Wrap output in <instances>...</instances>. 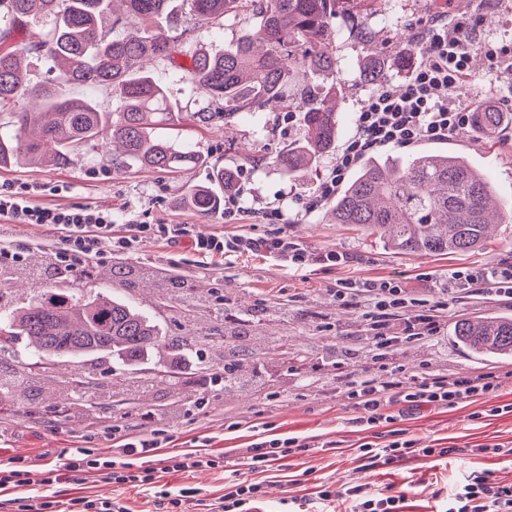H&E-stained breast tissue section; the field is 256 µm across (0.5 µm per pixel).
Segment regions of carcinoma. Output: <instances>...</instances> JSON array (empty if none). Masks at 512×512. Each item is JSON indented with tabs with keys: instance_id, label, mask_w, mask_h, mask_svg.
<instances>
[{
	"instance_id": "cac0c4a2",
	"label": "carcinoma",
	"mask_w": 512,
	"mask_h": 512,
	"mask_svg": "<svg viewBox=\"0 0 512 512\" xmlns=\"http://www.w3.org/2000/svg\"><path fill=\"white\" fill-rule=\"evenodd\" d=\"M173 2L0 0V22L42 26L36 39L0 49V112L13 127V133L0 134V167H62L71 151L104 143L121 148L112 155L116 169L172 171L201 162L197 151L157 133L177 121L166 87L147 68L158 60L170 64L172 80L203 93L208 106L192 113L201 126L237 120L259 127L265 112L299 113L305 138L274 159L288 174L316 166L336 147L339 88L315 83L336 73L330 28L347 13V30L354 32L384 0H181L205 23L240 11L255 18L237 42L191 54L174 33ZM29 53L44 56L51 78L41 83L26 78L22 65ZM185 54L188 66L176 61ZM361 78L371 85L384 82L380 52L365 56ZM103 90L117 101L116 111L96 98ZM236 178L218 169L214 183L190 191L185 201L206 216L220 207L221 190L234 186ZM493 210L503 222L512 217V202L497 198L492 183L465 157L430 151L367 159L332 203L336 223L374 236L399 254L480 251ZM0 322V356L13 352L17 337L26 339L33 356L50 361L108 353L133 365L170 347L148 316L110 294L85 298L49 288L20 310L1 314ZM454 336L480 355L512 356V318L462 319ZM267 342L262 323L224 318V368L239 378V388H273L252 379L258 374L254 356Z\"/></svg>"
}]
</instances>
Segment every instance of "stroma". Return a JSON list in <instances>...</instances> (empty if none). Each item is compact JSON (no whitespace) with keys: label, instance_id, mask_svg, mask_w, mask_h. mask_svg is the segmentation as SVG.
Masks as SVG:
<instances>
[{"label":"stroma","instance_id":"35a3bbf8","mask_svg":"<svg viewBox=\"0 0 512 512\" xmlns=\"http://www.w3.org/2000/svg\"><path fill=\"white\" fill-rule=\"evenodd\" d=\"M485 0H385L380 12L368 15L366 24L374 31L373 42L360 39L337 41L336 74L326 76L340 89L339 111L346 119L341 139L353 132L352 120L372 87L359 78L364 57L380 51L388 66L387 81L400 86L404 71L397 58L412 52L415 24L444 12L449 20L473 21L479 42L501 45L512 42V0L502 8L484 6ZM177 28L192 49L217 51L236 42L254 26L251 14L241 12L223 21L220 33H213L193 16L177 12ZM489 62L483 52L472 59V76L462 83L458 95L473 106L497 105L511 110L503 92L512 85V74L502 73L496 85L484 75ZM170 139L192 145L206 159L205 165L178 171H150L131 168L113 170L100 151L75 150L67 166L61 168L13 166L0 168V183H27L34 187L33 202L40 205H89L112 211L118 223H125L128 211H136L149 224H187L194 234L210 236H267L278 232L275 224H262L246 217L228 221L223 210L201 216L185 204L187 192L208 184L212 169L246 168L243 182L249 206L261 208L284 202L288 236L308 250H336L349 253L343 267L288 275L266 258L246 254L216 258L201 264L189 243L171 244L160 238L140 243L135 252L93 262L85 270L57 273L54 266L56 233L46 227L27 224L0 225V242L29 248L26 264H0V311L26 306L42 289L55 288L79 296L111 293L134 309L152 318L163 335L176 340L204 334L209 327L223 324L227 315L246 314L263 308H284L287 325L270 322L269 334H289L296 347L307 349L321 344L345 357L349 369L361 372L369 364L362 348L365 326L332 295L338 280L380 279L395 273L416 277L429 273L439 277L448 270L512 261V223L493 230L486 248L471 255H401L390 251L379 239L366 236L347 225L333 223L328 208L305 212L302 203L315 192L332 159L323 157L312 169L286 174L273 163L280 152L303 139L299 121L288 120L284 111L267 113L263 128L244 122L199 127L177 123L166 129ZM440 150L462 154L482 170L503 200H512V125L479 138L458 136L439 145ZM508 315L512 300H500L476 293H461L454 299L443 324L447 329L438 341L421 342L400 350L399 362L416 373L475 376L487 372H512V359H484L462 350L449 329L463 317L472 319ZM15 354L0 365V385L12 396L0 402V458L31 460L30 490H38L45 465L34 455L37 449L57 450L70 446L102 447L112 430L137 425L162 430L174 439V448L186 443L209 442L212 449L237 459L251 440L248 421L267 423L272 437L301 436L314 448L308 455L291 458L282 471L250 473V480L264 484L263 512H279L284 497L314 498L321 483H368L377 487L396 485L408 499V512H430L431 488L455 485L466 470L489 471L492 479L512 483V457H469L465 451L512 441V413L491 415L493 406L512 403V394L485 402L462 404L453 409L424 408L398 421L407 437L422 439L434 448H459L457 459L442 462L417 458L395 467L361 468L356 450L371 441V431H360L349 423L352 410L346 409L340 380L320 377L318 355L303 366L269 346L261 355L262 364L279 370L287 386L264 400L250 391L225 390L214 381L224 369L223 349L202 343L178 361L175 377L155 383L137 394L127 415L112 413V391L125 378L150 371L156 358L130 368L99 354L73 362H54L30 356L25 339L14 344ZM72 401L67 426H54L58 403ZM324 441L335 442L330 452L321 451ZM72 494L109 498L121 496L132 512H155L150 495L134 489H119L104 480L91 478L71 488Z\"/></svg>","mask_w":512,"mask_h":512}]
</instances>
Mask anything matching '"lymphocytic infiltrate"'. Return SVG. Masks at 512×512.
<instances>
[{"instance_id":"lymphocytic-infiltrate-1","label":"lymphocytic infiltrate","mask_w":512,"mask_h":512,"mask_svg":"<svg viewBox=\"0 0 512 512\" xmlns=\"http://www.w3.org/2000/svg\"><path fill=\"white\" fill-rule=\"evenodd\" d=\"M467 21L448 23L444 18L422 25L416 36L421 59L400 89L389 84L373 90L354 117V132L337 152L330 172L316 192L304 202L306 212H314L335 197L339 187L367 155L387 147L408 148L422 142H442L470 134L475 126L473 108L456 96L457 87L470 75L471 56L478 43ZM33 187L0 184V221L49 227L60 235L54 253L56 264L66 272L79 271L92 261L129 253L140 241L159 236L169 242L191 240L195 252L204 259L258 254L288 273L311 266L336 267L349 262L348 254L333 250L310 252L295 243L286 232L253 238L236 235L193 237L186 224L131 225L128 234L117 233L115 219L108 210L89 206L51 207L32 201ZM400 277L340 283L337 301L365 322L374 365L361 373L337 363L336 375L344 386L343 400L354 416L349 423L372 429L390 425L386 444L368 443L358 448L365 467L397 465L420 456L445 458L446 448L421 446L406 438L396 423L405 414L424 407L452 408L498 397L508 384L496 373L451 378L444 374H408L393 358L395 348L440 337L443 319L453 293L476 292L512 299V262L474 266L451 271L420 298L418 283ZM169 437L156 430L136 429L112 435L103 448L61 449L44 471V494L18 495L27 486L28 471L22 459H0V512H131L123 498L98 499L87 496L64 497L61 488L97 477L121 488H134L153 495L165 512H192L198 504V488H170L167 474H192L223 467L224 456L207 445L173 451L165 457L157 452L169 444ZM306 438L288 436L255 438L240 458L251 471L265 472L291 457L310 452ZM262 483L239 478L225 481L223 495L208 504L207 512H256ZM343 497L348 512H406L407 497L393 487L373 488L368 484L347 486ZM445 512H512V484L497 482L483 473L470 472L446 497Z\"/></svg>"}]
</instances>
